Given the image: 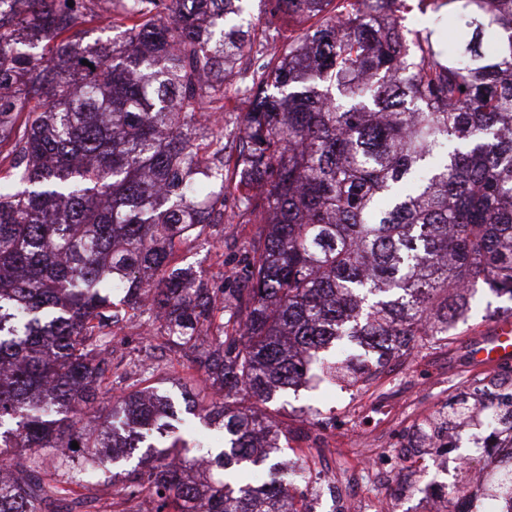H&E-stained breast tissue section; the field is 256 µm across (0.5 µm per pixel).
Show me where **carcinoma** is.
<instances>
[{"label":"carcinoma","instance_id":"carcinoma-1","mask_svg":"<svg viewBox=\"0 0 512 512\" xmlns=\"http://www.w3.org/2000/svg\"><path fill=\"white\" fill-rule=\"evenodd\" d=\"M6 1L0 470L24 479L0 480V512H82L76 474L135 456L121 492H149L153 512H307L260 405L313 361L354 369L347 340L380 361L448 339L480 289L512 301V0H432L444 30L402 26L405 0H275L302 27L264 36L252 70L243 0ZM103 20L119 34L83 42L79 26ZM237 77L255 105L230 160ZM229 195L261 225L243 288L173 264ZM142 317L220 392L184 398L224 429L220 451L168 441L173 405L147 367L103 385L112 326ZM492 397L487 422L512 433V393ZM491 492L512 503V444Z\"/></svg>","mask_w":512,"mask_h":512}]
</instances>
